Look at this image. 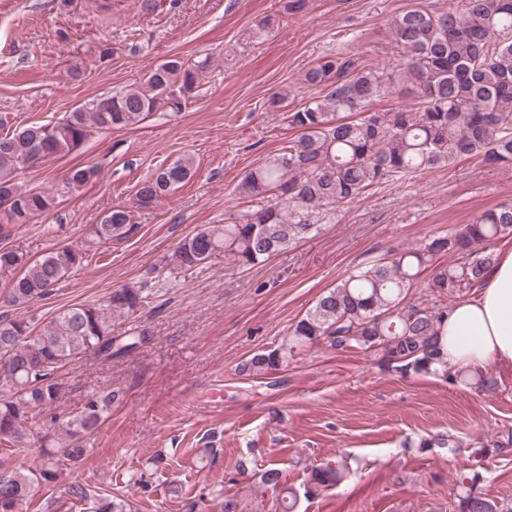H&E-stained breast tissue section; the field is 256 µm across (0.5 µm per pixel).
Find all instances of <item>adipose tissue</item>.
<instances>
[{"label": "adipose tissue", "instance_id": "1", "mask_svg": "<svg viewBox=\"0 0 512 512\" xmlns=\"http://www.w3.org/2000/svg\"><path fill=\"white\" fill-rule=\"evenodd\" d=\"M441 342L458 368L512 364V250L497 255L475 296L457 303Z\"/></svg>", "mask_w": 512, "mask_h": 512}]
</instances>
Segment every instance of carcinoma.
<instances>
[{
    "label": "carcinoma",
    "instance_id": "obj_1",
    "mask_svg": "<svg viewBox=\"0 0 512 512\" xmlns=\"http://www.w3.org/2000/svg\"><path fill=\"white\" fill-rule=\"evenodd\" d=\"M391 33L404 59L390 71L354 54L316 61L305 82L321 92L288 113L294 136L280 153L250 168L235 187L239 197L250 200L248 208L222 225L203 224L182 239L174 252L177 266L199 267L217 252L241 268L263 263L317 232L330 211L373 184L445 167L460 155L512 164V0H465L459 11L406 10L393 21ZM212 64L209 57L169 58L150 69L144 81L112 97L91 99L53 124L33 123L4 133L0 119L6 223H28L96 175L92 167H74L51 195L24 190L18 177L35 154L48 159L71 152L95 131L138 126L163 107L186 106ZM398 84L412 85L417 107L372 108ZM194 174L190 156L157 168L138 183L137 207L151 208ZM133 225L132 211L117 206L92 225L91 237L120 241ZM508 236L512 203L488 209L422 248L387 254L324 292L288 339L253 354L239 372L267 375L288 362L295 348L327 343L336 350L362 349L381 363L416 374L493 389L495 382L485 372L448 365L440 336L457 295L475 287L495 260L491 245ZM442 252L456 254L455 263L433 264ZM82 261V251L71 247L37 260L0 247V280H7L0 305L18 311L31 307ZM427 269L432 298L409 302ZM144 299L142 289L127 286L112 291L103 305H69L39 326L24 315L0 312V358L9 356L12 372L10 387L0 391L1 445L12 454L32 452L39 409L60 391L59 371L90 352L112 358V322L127 319ZM115 397L110 389L95 392L80 410L52 418L47 428L51 448L41 446L33 465H0V512H24L33 485L50 486L74 465L85 452L84 439L106 421ZM349 474L345 458L312 468L304 497H318ZM479 479L472 468L458 473L453 512H512V501L491 500L474 490ZM259 484L277 493L282 512H294L298 492L281 469H263ZM69 495L84 512H131L126 500L98 494L77 479Z\"/></svg>",
    "mask_w": 512,
    "mask_h": 512
}]
</instances>
